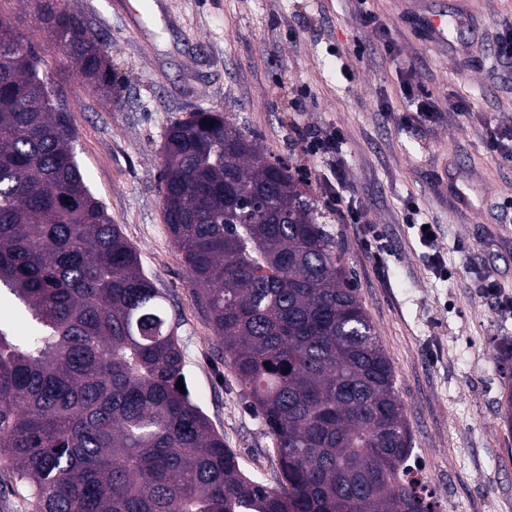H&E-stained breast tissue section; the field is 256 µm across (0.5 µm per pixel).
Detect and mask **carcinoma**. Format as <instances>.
I'll return each mask as SVG.
<instances>
[{
	"label": "carcinoma",
	"instance_id": "1",
	"mask_svg": "<svg viewBox=\"0 0 512 512\" xmlns=\"http://www.w3.org/2000/svg\"><path fill=\"white\" fill-rule=\"evenodd\" d=\"M36 22L86 90L109 45L63 0ZM39 56L0 17V465L32 512H436L408 465L393 369L342 249L290 168L223 113L171 126L164 220L216 338L275 441L281 482L245 475L177 388L183 352L136 249L87 186ZM0 321L12 325L19 336L28 334L27 321L23 316V311L13 305L6 296H1Z\"/></svg>",
	"mask_w": 512,
	"mask_h": 512
}]
</instances>
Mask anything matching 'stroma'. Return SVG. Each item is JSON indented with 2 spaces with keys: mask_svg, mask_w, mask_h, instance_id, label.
<instances>
[{
  "mask_svg": "<svg viewBox=\"0 0 512 512\" xmlns=\"http://www.w3.org/2000/svg\"><path fill=\"white\" fill-rule=\"evenodd\" d=\"M474 15L462 36L471 61L439 55L419 32L415 0H368L389 27L396 55L363 28L356 0H65L111 48L123 92L89 94L75 69L47 45L32 0H0V16L31 43L52 103L68 113L85 181L136 248L146 275L178 322L184 376L242 471L277 487L274 442L225 363L208 314L163 220L160 148L166 129L200 109L223 112L261 157L289 164L344 250L358 299L390 360L412 436L411 467L443 512H487L512 503V426L504 406L512 381L502 349L512 317L499 300L475 295V275L512 297V162L489 153L487 124L512 127V65L483 51L512 0H433ZM138 30H131V17ZM352 66L353 78L340 72ZM410 74L440 107L431 123L399 127L384 109H408ZM465 99L471 117L456 112ZM331 125L348 141L346 179L386 240L363 242L358 224H340L325 204L317 162L298 131ZM417 204L439 224L436 243L451 279L439 278L408 227Z\"/></svg>",
  "mask_w": 512,
  "mask_h": 512,
  "instance_id": "stroma-1",
  "label": "stroma"
}]
</instances>
